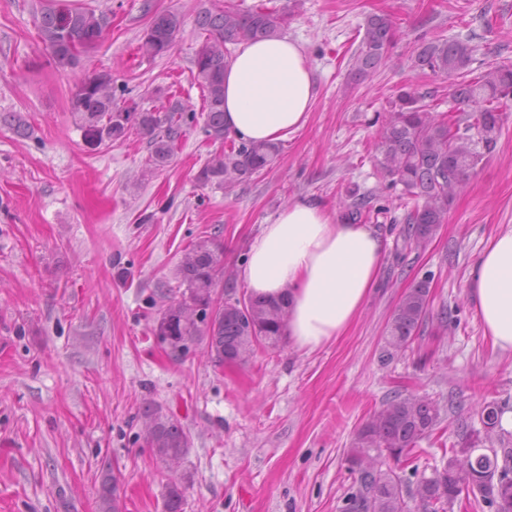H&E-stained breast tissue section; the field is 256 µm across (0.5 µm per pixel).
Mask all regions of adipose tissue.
<instances>
[{"instance_id":"adipose-tissue-1","label":"adipose tissue","mask_w":512,"mask_h":512,"mask_svg":"<svg viewBox=\"0 0 512 512\" xmlns=\"http://www.w3.org/2000/svg\"><path fill=\"white\" fill-rule=\"evenodd\" d=\"M316 88L302 46L286 36L242 41L224 69V127L238 140L276 142L301 129ZM387 241L320 200L298 198L264 225L240 278L255 297L288 305L285 332L313 351L344 335L375 288ZM467 296L501 353L512 354V225L490 238Z\"/></svg>"}]
</instances>
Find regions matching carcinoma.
Listing matches in <instances>:
<instances>
[{
  "mask_svg": "<svg viewBox=\"0 0 512 512\" xmlns=\"http://www.w3.org/2000/svg\"><path fill=\"white\" fill-rule=\"evenodd\" d=\"M293 9L255 7L240 10L219 4L198 16L197 25L206 39L197 53L195 80L203 92L204 132L214 141L229 139L224 129V67L227 45L244 38L276 36L288 25ZM36 26L56 69L76 73L87 53L94 50L91 37L103 38L109 26L107 15L69 3L43 4ZM182 26L179 13L156 15L146 30L140 50L162 57L172 46L170 36ZM395 40L391 18L374 15L354 53L355 74L375 69ZM473 48L466 40L423 42L415 50L416 67L446 77L451 84L456 109L438 114L424 103L425 95L402 90L392 102L382 125L380 167L390 182L402 186L403 195L414 200L407 214L408 242L421 248L434 237L448 214L455 194L483 158L492 153L503 125L502 101L512 97V64L491 65L477 77L467 78ZM160 106L123 108L115 101L114 81L109 72L78 79L71 104L81 119L84 139L91 146L119 140L135 131L149 138L150 161L164 168L172 160L184 132L186 107L175 96L159 89ZM274 142L230 143L198 171L202 185L232 186L251 180L277 157ZM177 305L160 313L153 327L158 342L175 360L182 361L204 344L217 366L244 361L253 347L276 348L282 342L288 317L282 302L248 297L243 311L236 297L232 273L224 270V243L214 232L189 244L178 265ZM223 293L224 305L211 317L195 318ZM430 306V281L425 278L407 289L387 323V347L407 348L426 323ZM144 413L155 422L146 444L153 456L165 463L182 460L189 442L180 422L148 406ZM501 407L489 402L481 408L483 429H462L459 447L440 467L425 474L403 465L419 451L442 423V407L436 400L396 396L376 411L357 430L345 461L353 482L343 498L341 512H453L461 494L470 496V506L488 512H512V433L497 431ZM487 452L478 453L485 443ZM117 477L111 469L101 473L98 489L100 512H119ZM185 486L170 480L165 485L164 512H184Z\"/></svg>",
  "mask_w": 512,
  "mask_h": 512,
  "instance_id": "cac0c4a2",
  "label": "carcinoma"
}]
</instances>
